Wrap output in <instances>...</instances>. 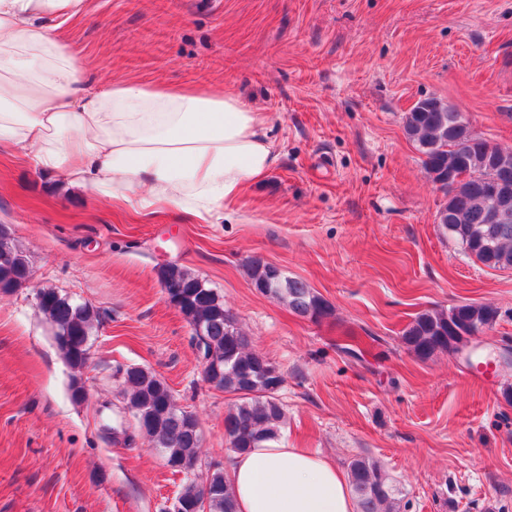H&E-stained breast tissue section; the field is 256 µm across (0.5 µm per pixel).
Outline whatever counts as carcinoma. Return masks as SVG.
Listing matches in <instances>:
<instances>
[{
	"mask_svg": "<svg viewBox=\"0 0 512 512\" xmlns=\"http://www.w3.org/2000/svg\"><path fill=\"white\" fill-rule=\"evenodd\" d=\"M405 131L423 156L422 164L440 189L450 192L448 202L436 216L443 232L457 241L465 253L491 269H512V201L502 206L485 193L490 183L512 187V162L499 165L484 149L483 138L448 104L434 99L418 101L405 115ZM465 174L460 185L448 189V171ZM24 263L8 264L0 259V280L7 278L15 286L23 277ZM159 281L181 287L184 300L181 313L192 327L202 331L196 342L211 364L217 378L213 386L233 396L224 417L231 429L228 443L234 453H244L261 442L278 439L285 413L278 398L279 388L260 372L257 354L242 329L230 334L224 324L229 313L224 300L199 277L178 266L159 271ZM40 312L54 326L55 343L69 365L77 370L89 358V340L98 311L88 304H77L53 288H44ZM263 294L285 301L298 316L319 312L328 317L330 305L304 281L288 279L283 292L265 287ZM498 310L489 305L463 304L448 311L427 310L418 313L403 330L408 349L423 360L437 353H451L439 338L448 335V322L464 316L482 333L494 326ZM124 410L136 431L146 430L153 447L160 449L167 464L177 472L190 474L197 465L201 437L190 428L187 411L178 406L169 386L153 372L139 366L125 370ZM349 483L356 512H402L408 507L401 490L377 461L356 456L348 463ZM179 497L201 500L199 512H234L228 477L220 468L208 475L206 486L189 479Z\"/></svg>",
	"mask_w": 512,
	"mask_h": 512,
	"instance_id": "carcinoma-1",
	"label": "carcinoma"
}]
</instances>
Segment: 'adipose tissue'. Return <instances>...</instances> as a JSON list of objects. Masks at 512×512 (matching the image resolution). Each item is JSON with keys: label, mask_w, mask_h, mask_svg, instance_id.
Here are the masks:
<instances>
[{"label": "adipose tissue", "mask_w": 512, "mask_h": 512, "mask_svg": "<svg viewBox=\"0 0 512 512\" xmlns=\"http://www.w3.org/2000/svg\"><path fill=\"white\" fill-rule=\"evenodd\" d=\"M83 0H0V148L141 211L197 221L233 212L276 156L268 117L230 91L90 85L48 19ZM236 512H355L345 473L322 453L262 443L234 455Z\"/></svg>", "instance_id": "adipose-tissue-1"}]
</instances>
